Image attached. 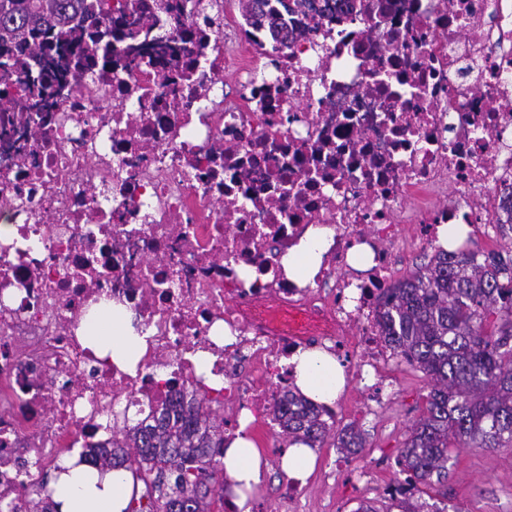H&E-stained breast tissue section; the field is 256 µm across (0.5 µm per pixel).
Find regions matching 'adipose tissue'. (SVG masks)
<instances>
[{"label":"adipose tissue","instance_id":"obj_1","mask_svg":"<svg viewBox=\"0 0 512 512\" xmlns=\"http://www.w3.org/2000/svg\"><path fill=\"white\" fill-rule=\"evenodd\" d=\"M333 235L330 227L309 231L295 251L284 258L287 273L304 278L318 270L317 255ZM133 315L121 304L101 300L81 323L80 333L98 356H111L118 366L134 368L145 341L132 325ZM299 391L314 401L330 404L343 391L345 380L335 358L322 349H300L290 359ZM261 455L253 441L236 437L224 451V480L229 487L231 512H250L249 495L261 482ZM129 472L112 470L98 475L81 465L69 473L52 474L49 488L59 512H124L131 495Z\"/></svg>","mask_w":512,"mask_h":512}]
</instances>
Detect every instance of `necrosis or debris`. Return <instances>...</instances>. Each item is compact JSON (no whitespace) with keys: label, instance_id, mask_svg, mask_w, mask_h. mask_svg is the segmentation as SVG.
<instances>
[{"label":"necrosis or debris","instance_id":"4bbe7bcc","mask_svg":"<svg viewBox=\"0 0 512 512\" xmlns=\"http://www.w3.org/2000/svg\"><path fill=\"white\" fill-rule=\"evenodd\" d=\"M331 22L289 13L287 43L224 0H88L141 17L180 61L77 71L52 120L0 139V503L29 512L42 471L108 442L131 413L222 379L226 435L253 433L298 349L334 354L366 410L391 402L376 323L399 254L460 246L512 223V0H336ZM254 51L233 86L224 67ZM21 53L0 103L40 98ZM333 228L318 272L282 260ZM124 304L145 348L100 362L82 315ZM233 343H225V336Z\"/></svg>","mask_w":512,"mask_h":512}]
</instances>
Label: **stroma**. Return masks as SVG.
Wrapping results in <instances>:
<instances>
[{
    "instance_id": "obj_1",
    "label": "stroma",
    "mask_w": 512,
    "mask_h": 512,
    "mask_svg": "<svg viewBox=\"0 0 512 512\" xmlns=\"http://www.w3.org/2000/svg\"><path fill=\"white\" fill-rule=\"evenodd\" d=\"M394 374L396 395L374 414L362 413L360 392L339 395L334 408L342 425H358L366 445L348 455L330 442L317 449L316 465L305 481L302 512L382 506V490L395 478L398 450L430 390L427 378L406 364H398ZM451 456L448 482L433 492V504L445 512H512V450L455 448Z\"/></svg>"
}]
</instances>
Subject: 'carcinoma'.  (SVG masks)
Instances as JSON below:
<instances>
[{"mask_svg":"<svg viewBox=\"0 0 512 512\" xmlns=\"http://www.w3.org/2000/svg\"><path fill=\"white\" fill-rule=\"evenodd\" d=\"M86 0H0V70L11 69L10 52L26 48L37 63L29 83L42 99L55 96L92 44L112 65V37H134L122 21L107 20L87 32L76 19ZM270 0H240L242 14L288 42L281 14ZM288 9L331 18L332 0H277ZM378 324L388 346L429 379L421 416L408 428L396 459L399 485L381 511L423 512L426 490L448 480L450 448L512 449V240L501 250L433 257L385 294ZM279 436L288 444L320 448L365 447L354 424L336 433L325 404L287 389L269 406ZM80 462L97 470L131 473L132 492L123 512H211V486L224 480V420L207 394L191 389L149 424L121 430L109 447L90 448Z\"/></svg>","mask_w":512,"mask_h":512,"instance_id":"carcinoma-1","label":"carcinoma"}]
</instances>
